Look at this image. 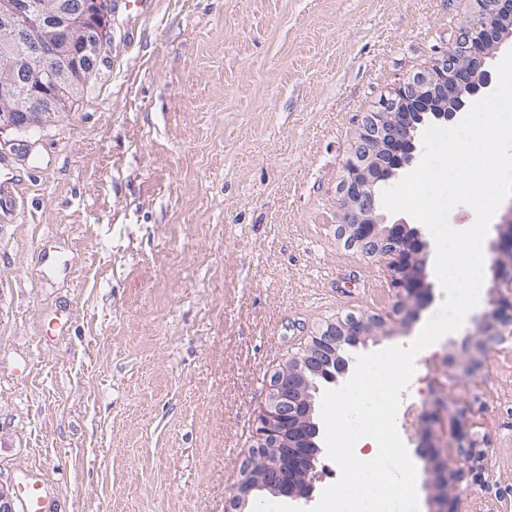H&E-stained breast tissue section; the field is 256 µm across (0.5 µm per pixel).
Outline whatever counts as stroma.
<instances>
[{
  "label": "stroma",
  "instance_id": "obj_1",
  "mask_svg": "<svg viewBox=\"0 0 512 512\" xmlns=\"http://www.w3.org/2000/svg\"><path fill=\"white\" fill-rule=\"evenodd\" d=\"M470 0H152L56 124L0 138V481L52 512H225L271 374L326 322L386 313L383 267L336 238V188L381 95L447 49ZM377 279L379 299L364 290ZM417 319L368 343L408 345ZM416 360L402 440L447 418L488 436L512 485V337L461 371ZM21 500L26 512H46L49 509L47 502V488L38 473L29 472L22 483Z\"/></svg>",
  "mask_w": 512,
  "mask_h": 512
}]
</instances>
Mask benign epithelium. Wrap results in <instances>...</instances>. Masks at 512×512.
<instances>
[{"mask_svg":"<svg viewBox=\"0 0 512 512\" xmlns=\"http://www.w3.org/2000/svg\"><path fill=\"white\" fill-rule=\"evenodd\" d=\"M478 23L460 29L454 47L431 68L409 78L380 98L360 125L338 186L336 237L363 257L383 265L395 301L391 314H348L328 322L298 353L272 373L265 408L256 420L253 444L228 499L227 512H246L253 497L266 492L293 501L310 499L321 453L314 421L313 382L336 387L353 374L349 350L371 338L389 336L399 319L416 317L430 295L425 273L427 242L407 224H385L378 213L376 187L395 177L418 158L415 133L426 119L452 122L465 111L459 91L484 96L492 74L482 69L485 57L501 41L503 24L512 20V0H475ZM112 0H83L78 12L63 0H0V138L4 134L42 129L56 122L82 93L105 52ZM34 30L21 45L18 25ZM477 64L461 68V59ZM29 74L19 83L16 71ZM456 98L453 109L445 107ZM491 264L487 308L463 337L465 367H479L491 345L512 330V213L499 225ZM454 443L450 461L432 453L428 464L436 480L459 487L478 486L494 493L497 512L512 508V487L493 489L485 479L490 444L471 432L460 415L448 417ZM433 512H459V497L441 495L430 485Z\"/></svg>","mask_w":512,"mask_h":512,"instance_id":"1","label":"benign epithelium"}]
</instances>
